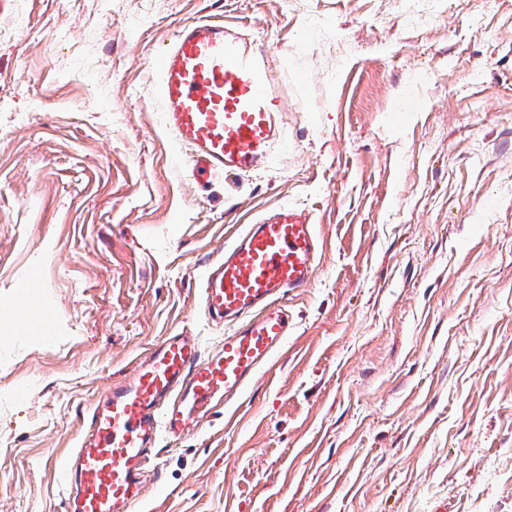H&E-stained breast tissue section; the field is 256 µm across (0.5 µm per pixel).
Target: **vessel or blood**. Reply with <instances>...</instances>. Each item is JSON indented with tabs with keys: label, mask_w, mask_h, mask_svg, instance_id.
<instances>
[{
	"label": "vessel or blood",
	"mask_w": 512,
	"mask_h": 512,
	"mask_svg": "<svg viewBox=\"0 0 512 512\" xmlns=\"http://www.w3.org/2000/svg\"><path fill=\"white\" fill-rule=\"evenodd\" d=\"M160 119L190 152L198 186L272 167L286 144L284 101L268 52L232 23L197 21L180 29L156 59ZM320 259L310 218L284 206L248 225L206 269L200 309L225 326L217 349L175 332L136 358L56 461L62 512H142L146 487L162 488L152 468L159 439L199 433L233 411L287 340L282 305L306 288Z\"/></svg>",
	"instance_id": "obj_1"
}]
</instances>
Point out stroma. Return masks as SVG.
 <instances>
[{"mask_svg": "<svg viewBox=\"0 0 512 512\" xmlns=\"http://www.w3.org/2000/svg\"><path fill=\"white\" fill-rule=\"evenodd\" d=\"M0 19V512H61L81 412L247 224L322 251L232 417L157 444L151 512H512V0H9ZM263 43L288 148L199 188L160 122L177 29Z\"/></svg>", "mask_w": 512, "mask_h": 512, "instance_id": "stroma-1", "label": "stroma"}]
</instances>
